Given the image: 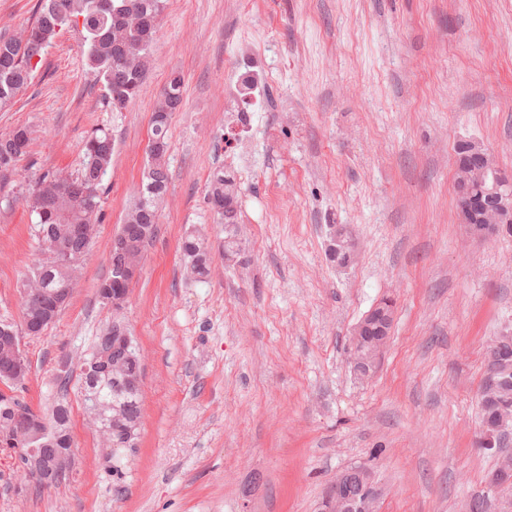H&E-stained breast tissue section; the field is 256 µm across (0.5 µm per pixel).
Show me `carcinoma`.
<instances>
[{
    "mask_svg": "<svg viewBox=\"0 0 512 512\" xmlns=\"http://www.w3.org/2000/svg\"><path fill=\"white\" fill-rule=\"evenodd\" d=\"M99 0H39L33 21L18 38L0 37V109L10 106L28 87L39 64L34 56L43 51L66 29L84 32L85 62L103 81L105 99L114 112H121L134 101L150 65V48L155 40L157 21L164 0H109V7H98ZM183 80L175 75L162 90L152 113V136L148 163L134 205L112 240L110 273L98 287L99 297L112 293V324L104 334L112 337L111 352L95 378L80 374V395L89 421L110 450L112 482L122 480L120 449L134 447L141 422L142 365L139 348L128 342L129 329L122 310L132 284L129 272L141 270L145 250L158 232L159 204L169 183L165 157L169 149L171 115L183 101ZM32 131L16 127L0 134V174L16 172V165L27 153ZM114 139L105 129L94 130L83 142L82 163L77 174L47 171L26 184L25 200L36 216L42 259L23 283L26 296L22 315L48 327L61 309L53 295L67 292L78 277L81 261L68 256L78 247L69 230L71 224L84 225L85 243L91 244L99 224L103 177L112 162ZM240 184L233 171L215 169L208 181L207 201L214 223L224 225L221 245L224 258L231 262L240 254ZM213 246L206 234L194 231L182 243L187 273L200 280L210 273ZM6 349L0 344V381L12 391H0V448L17 451L37 448L54 455L72 446L71 409L68 401L70 376L56 377V399L50 414L35 415L14 394L26 383L11 381L5 371ZM512 405V385L503 389L498 401L480 406L481 427L490 429L498 403Z\"/></svg>",
    "mask_w": 512,
    "mask_h": 512,
    "instance_id": "carcinoma-1",
    "label": "carcinoma"
}]
</instances>
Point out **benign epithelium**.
Wrapping results in <instances>:
<instances>
[{"label":"benign epithelium","mask_w":512,"mask_h":512,"mask_svg":"<svg viewBox=\"0 0 512 512\" xmlns=\"http://www.w3.org/2000/svg\"><path fill=\"white\" fill-rule=\"evenodd\" d=\"M456 170L464 176L454 181L458 200V223L469 237L483 240L502 233V225L512 222V198L500 196L498 185L512 181V173L499 166L491 152L479 141L471 142L468 150L457 157ZM332 247L343 256L340 269H347L358 258L357 246L350 227L336 225ZM394 309V300L382 299L353 329L350 338L349 363L355 376L369 380L376 369L378 356L389 338L387 312ZM512 348V327L505 326L493 336L486 346L485 379L482 394L491 401L508 381L512 369L507 351ZM490 445L506 448L512 444V407L503 404L498 423L485 432ZM73 449L61 450L46 458L34 448L28 449L26 470L46 487L56 482L57 475L65 470L72 459ZM512 479V455L502 454L490 483L502 485ZM381 489L373 471L365 465L348 467L336 475L322 502L321 512H378Z\"/></svg>","instance_id":"1"}]
</instances>
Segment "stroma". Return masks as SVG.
I'll return each mask as SVG.
<instances>
[{"label":"stroma","mask_w":512,"mask_h":512,"mask_svg":"<svg viewBox=\"0 0 512 512\" xmlns=\"http://www.w3.org/2000/svg\"><path fill=\"white\" fill-rule=\"evenodd\" d=\"M260 82L236 112L244 72ZM168 191L123 316L142 356V417L115 496L76 390L112 320L97 296L148 160L151 117L171 75ZM30 127L17 174L1 178L0 320L21 325L22 278L38 258L21 178L76 174L83 139L115 138L100 223L74 293L42 335L23 337L20 397L45 412L70 362L74 471L25 486L0 450V512H319L336 474L370 467L379 512H468L508 504L496 459L477 446L488 340L512 326V236L470 240L457 221L455 148L482 142L512 170V0H166L150 69L115 112L63 31L0 133ZM241 184L242 252L186 278L181 244L220 228L215 166ZM346 224L358 260L325 255ZM396 309L374 377L348 362L353 327L385 296Z\"/></svg>","instance_id":"1"}]
</instances>
